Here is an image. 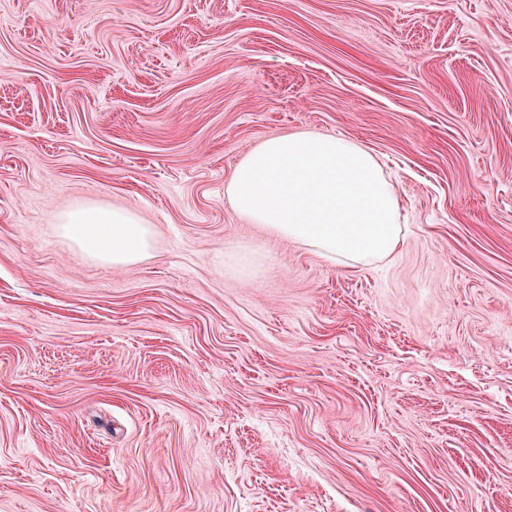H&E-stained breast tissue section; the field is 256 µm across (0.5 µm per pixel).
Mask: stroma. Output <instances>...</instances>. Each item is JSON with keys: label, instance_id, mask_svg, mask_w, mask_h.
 Masks as SVG:
<instances>
[{"label": "stroma", "instance_id": "obj_1", "mask_svg": "<svg viewBox=\"0 0 512 512\" xmlns=\"http://www.w3.org/2000/svg\"><path fill=\"white\" fill-rule=\"evenodd\" d=\"M297 132L396 177L390 259L234 211ZM0 512H512V0H0ZM58 231L87 257L113 267L137 264L153 252L149 224L127 211L82 204L60 217Z\"/></svg>", "mask_w": 512, "mask_h": 512}]
</instances>
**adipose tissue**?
<instances>
[{
	"mask_svg": "<svg viewBox=\"0 0 512 512\" xmlns=\"http://www.w3.org/2000/svg\"><path fill=\"white\" fill-rule=\"evenodd\" d=\"M226 192L248 223L333 265L391 258L402 241L395 181L355 141L304 132L271 137L233 170ZM61 236L115 267L150 257L149 225L130 212L82 204L64 213Z\"/></svg>",
	"mask_w": 512,
	"mask_h": 512,
	"instance_id": "obj_1",
	"label": "adipose tissue"
}]
</instances>
